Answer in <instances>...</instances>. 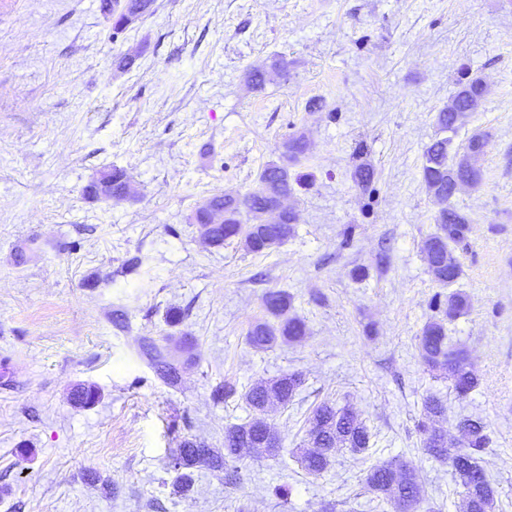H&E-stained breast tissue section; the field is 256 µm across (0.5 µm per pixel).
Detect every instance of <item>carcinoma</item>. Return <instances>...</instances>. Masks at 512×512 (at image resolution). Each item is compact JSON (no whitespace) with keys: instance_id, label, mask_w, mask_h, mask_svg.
Masks as SVG:
<instances>
[{"instance_id":"cac0c4a2","label":"carcinoma","mask_w":512,"mask_h":512,"mask_svg":"<svg viewBox=\"0 0 512 512\" xmlns=\"http://www.w3.org/2000/svg\"><path fill=\"white\" fill-rule=\"evenodd\" d=\"M153 2L101 0L103 12L112 16V37H118L129 25L151 13ZM269 68L283 72L288 69V61L280 57L273 59L268 67L250 68L245 73L247 83L256 90L263 89ZM486 91L479 77L468 76L459 81L448 105L435 115L436 134L424 150L421 165L422 183L440 209L435 216V230L423 238L420 252L440 291L429 300L431 315L420 330L418 350L423 363L448 379L460 398L474 390L478 377L464 349L448 342V324L470 308L469 295L452 289L462 275L456 250L465 244L470 231L468 217L453 199L462 188L480 184L482 173L478 162L487 151L491 134L477 128L458 147L454 146V137L469 125ZM308 151L306 130L296 128L284 138L277 160L261 168L253 186L245 193L227 191L203 197L188 217L189 223L196 225L199 238L213 247L237 240L253 254L270 253L285 244L294 235L297 224L296 210L289 204L302 179L296 167ZM363 155L364 149L358 148L360 162L355 165L352 178L359 194L371 199L377 192L378 176L374 165L363 159ZM85 194L94 200L119 202L133 197L135 190L126 170L114 166L101 171L86 186ZM262 300L271 319L249 327L247 341L252 347L268 349L306 335L305 320L292 313L291 294L268 289ZM142 353L162 379L170 385L176 383V370L162 348L146 338ZM303 385L304 379L298 372L252 384L242 394L251 414L242 422L224 428V451L188 439L182 442L171 460V468L177 472L176 481L188 486L191 480L188 470L199 466L222 468L231 481L236 477L239 461L276 455L279 439L265 413L274 405L288 407ZM422 407L418 431L423 435L428 454L452 467L462 488L460 512H495L496 490L479 462L491 442L488 424L480 418H462L455 425L458 436L450 440L448 433L430 425L445 417L441 400L429 395L423 399ZM305 423L310 449L301 452L298 462L309 475L326 472L338 448L364 454L374 445L373 433L366 422L346 405L321 402L311 409ZM364 483L377 499L393 506L396 512H414L420 506L416 470L405 462L391 460L371 466Z\"/></svg>"}]
</instances>
